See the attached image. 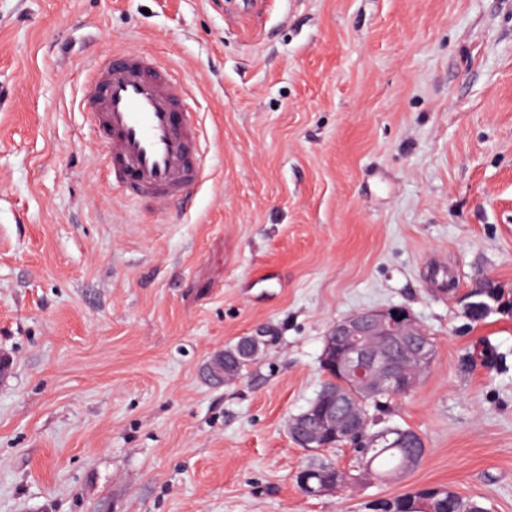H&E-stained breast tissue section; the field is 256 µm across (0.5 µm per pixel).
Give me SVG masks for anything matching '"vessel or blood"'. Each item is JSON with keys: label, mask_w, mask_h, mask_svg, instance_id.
I'll return each instance as SVG.
<instances>
[{"label": "vessel or blood", "mask_w": 512, "mask_h": 512, "mask_svg": "<svg viewBox=\"0 0 512 512\" xmlns=\"http://www.w3.org/2000/svg\"><path fill=\"white\" fill-rule=\"evenodd\" d=\"M83 97L103 132L108 189L162 204L186 198L202 180L200 131L189 111H177L179 83L154 56L117 50L97 56Z\"/></svg>", "instance_id": "obj_1"}]
</instances>
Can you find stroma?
<instances>
[{
    "mask_svg": "<svg viewBox=\"0 0 512 512\" xmlns=\"http://www.w3.org/2000/svg\"><path fill=\"white\" fill-rule=\"evenodd\" d=\"M178 69L205 178L108 194L91 59ZM512 0H0V512H366L427 487L512 512ZM407 307L431 370L386 424L421 464L309 498L288 435L324 336ZM267 330L215 385L208 360ZM492 288H495L493 292L494 299H490L495 307H498L499 311L496 313H507L512 314V300L505 299V294L490 281H484L479 283L476 288L469 290L465 296V311L469 318L473 319L476 316H488L491 312V306L482 300V296L487 295Z\"/></svg>",
    "mask_w": 512,
    "mask_h": 512,
    "instance_id": "35a3bbf8",
    "label": "stroma"
}]
</instances>
